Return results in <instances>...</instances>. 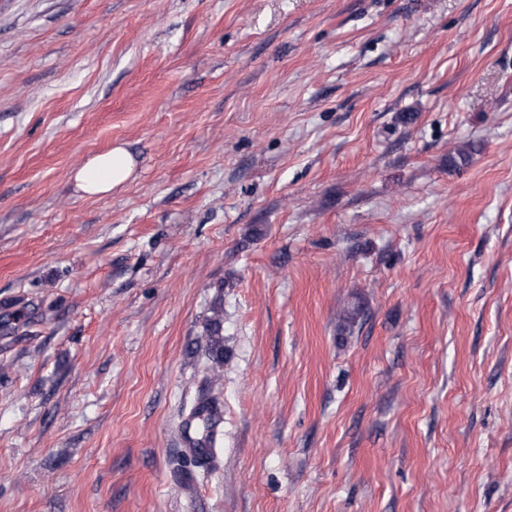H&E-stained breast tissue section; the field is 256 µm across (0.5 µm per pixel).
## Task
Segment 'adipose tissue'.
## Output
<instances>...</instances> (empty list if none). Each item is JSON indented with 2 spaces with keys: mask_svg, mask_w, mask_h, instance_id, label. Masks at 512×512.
<instances>
[{
  "mask_svg": "<svg viewBox=\"0 0 512 512\" xmlns=\"http://www.w3.org/2000/svg\"><path fill=\"white\" fill-rule=\"evenodd\" d=\"M135 170V160L123 145L89 157L74 170L72 179L77 190L87 196L111 193L124 185Z\"/></svg>",
  "mask_w": 512,
  "mask_h": 512,
  "instance_id": "obj_1",
  "label": "adipose tissue"
}]
</instances>
